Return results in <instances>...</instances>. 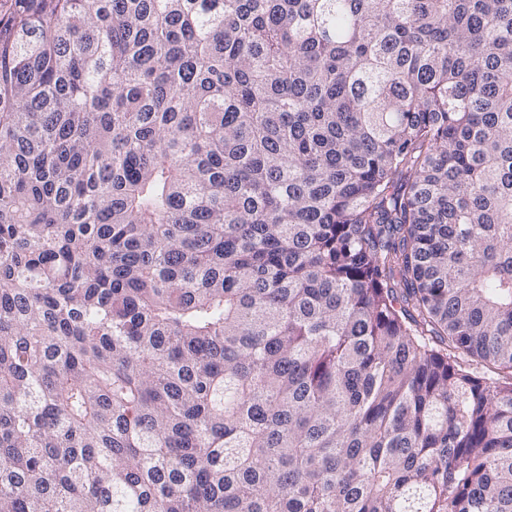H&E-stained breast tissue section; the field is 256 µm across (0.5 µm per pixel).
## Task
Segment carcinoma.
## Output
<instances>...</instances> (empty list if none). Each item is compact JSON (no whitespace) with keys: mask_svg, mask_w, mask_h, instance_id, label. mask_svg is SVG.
I'll use <instances>...</instances> for the list:
<instances>
[{"mask_svg":"<svg viewBox=\"0 0 512 512\" xmlns=\"http://www.w3.org/2000/svg\"><path fill=\"white\" fill-rule=\"evenodd\" d=\"M0 512H512V0H8Z\"/></svg>","mask_w":512,"mask_h":512,"instance_id":"carcinoma-1","label":"carcinoma"}]
</instances>
